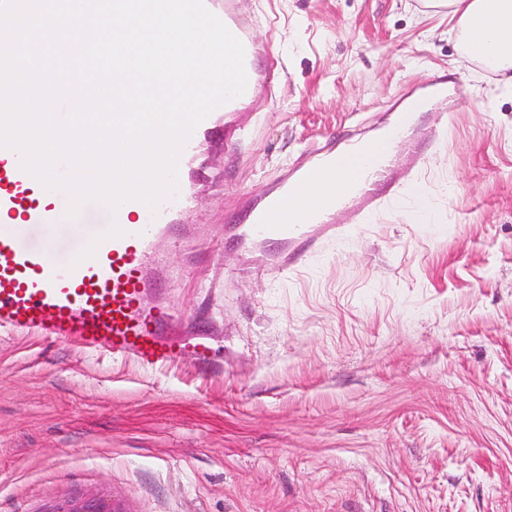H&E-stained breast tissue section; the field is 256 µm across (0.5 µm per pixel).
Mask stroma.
<instances>
[{
	"label": "stroma",
	"instance_id": "stroma-1",
	"mask_svg": "<svg viewBox=\"0 0 512 512\" xmlns=\"http://www.w3.org/2000/svg\"><path fill=\"white\" fill-rule=\"evenodd\" d=\"M284 81L194 166L145 302L207 338L144 368L0 335V512H512V93L423 0H239ZM446 146L291 273L227 232L316 146L442 75ZM430 200L419 210L412 185Z\"/></svg>",
	"mask_w": 512,
	"mask_h": 512
}]
</instances>
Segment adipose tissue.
<instances>
[{
  "label": "adipose tissue",
  "instance_id": "obj_1",
  "mask_svg": "<svg viewBox=\"0 0 512 512\" xmlns=\"http://www.w3.org/2000/svg\"><path fill=\"white\" fill-rule=\"evenodd\" d=\"M466 55L493 66L512 91V0H447Z\"/></svg>",
  "mask_w": 512,
  "mask_h": 512
}]
</instances>
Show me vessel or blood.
I'll return each instance as SVG.
<instances>
[{"label":"vessel or blood","mask_w":512,"mask_h":512,"mask_svg":"<svg viewBox=\"0 0 512 512\" xmlns=\"http://www.w3.org/2000/svg\"><path fill=\"white\" fill-rule=\"evenodd\" d=\"M204 4L242 43L247 86L240 97L215 109L196 128L180 159L184 166L204 150L214 125H222L224 145L238 141L244 111L283 77L279 68L257 66L266 46L255 38L253 23L241 13L238 0H204ZM362 157L387 168L395 183L415 169L421 153L414 148L403 158L379 160L366 150ZM319 161L316 168L300 164L286 171L274 196L248 206L244 223L235 227L241 241L276 244L273 259L285 272L300 265L321 240L366 223L388 196L368 177L357 192L345 193L339 202L311 193V184L335 171V151L320 153ZM292 190L305 192L309 218L288 216L283 203ZM194 202V192L183 187L177 199L163 204L155 216L138 201L124 203L114 215L100 204H86L78 215L83 231L60 256L48 245L67 235L62 226L64 195L45 191L20 169L15 152L0 148V333L58 339L146 368L176 360L181 346L167 335L174 317L145 306L149 283L143 269L154 260V239L172 224L187 222ZM340 204L347 211L343 224L334 220ZM114 222L122 227L123 237L104 241L95 258L71 267V260L89 240Z\"/></svg>","instance_id":"b4317fda"}]
</instances>
